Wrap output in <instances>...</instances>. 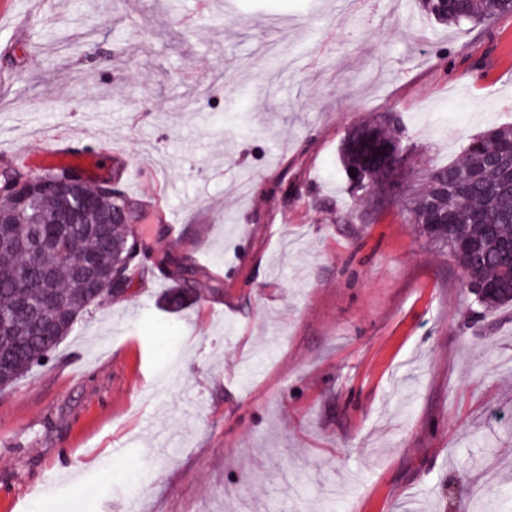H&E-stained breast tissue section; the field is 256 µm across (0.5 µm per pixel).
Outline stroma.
Masks as SVG:
<instances>
[{
    "instance_id": "35a3bbf8",
    "label": "stroma",
    "mask_w": 512,
    "mask_h": 512,
    "mask_svg": "<svg viewBox=\"0 0 512 512\" xmlns=\"http://www.w3.org/2000/svg\"><path fill=\"white\" fill-rule=\"evenodd\" d=\"M374 7L0 0V159L80 149L209 281L135 277L0 389V512H512V306L471 304L405 184L363 217L339 162L388 113L425 168L512 124V14Z\"/></svg>"
}]
</instances>
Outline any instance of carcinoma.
Segmentation results:
<instances>
[{"label":"carcinoma","mask_w":512,"mask_h":512,"mask_svg":"<svg viewBox=\"0 0 512 512\" xmlns=\"http://www.w3.org/2000/svg\"><path fill=\"white\" fill-rule=\"evenodd\" d=\"M421 6L431 22L442 26L480 24L512 14V0H421ZM400 134L395 116L349 131L340 162L353 197L360 205L368 204L385 180L404 178L412 223L462 269L472 303L485 309L511 305L512 126L471 137L461 159L427 171L413 168L404 154L387 168L388 152L398 148ZM84 199L81 224L57 223L58 203L50 194L27 204L24 216L34 209L38 223H0V317L8 323L7 335H0V366L10 378H21L75 326L73 321L59 323L51 335L37 336L18 310L20 300L41 308L43 291L50 288L61 305L76 306L85 288L78 270L84 267L112 281L116 292L148 262L178 285L186 284L185 273H197L192 264L185 267L167 255H151L135 226L122 220L107 225L92 245L82 244L86 223L98 211L142 208L123 186L112 198L86 182Z\"/></svg>","instance_id":"carcinoma-1"}]
</instances>
